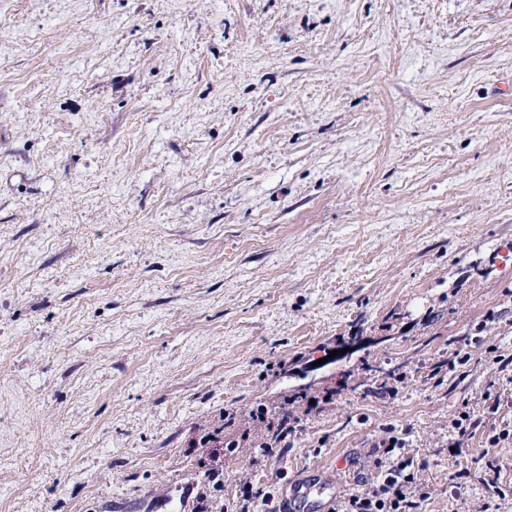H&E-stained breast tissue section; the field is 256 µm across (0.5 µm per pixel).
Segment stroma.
Instances as JSON below:
<instances>
[{
    "mask_svg": "<svg viewBox=\"0 0 512 512\" xmlns=\"http://www.w3.org/2000/svg\"><path fill=\"white\" fill-rule=\"evenodd\" d=\"M508 426L512 0H0V512H180L212 433L222 508L399 434L484 512ZM253 421L264 424L265 437L259 445L261 456L268 458H280L288 452V436L294 430L296 421L291 422L288 417V410H282L278 415L271 417L268 415V409L264 405H259L252 411Z\"/></svg>",
    "mask_w": 512,
    "mask_h": 512,
    "instance_id": "obj_1",
    "label": "stroma"
}]
</instances>
